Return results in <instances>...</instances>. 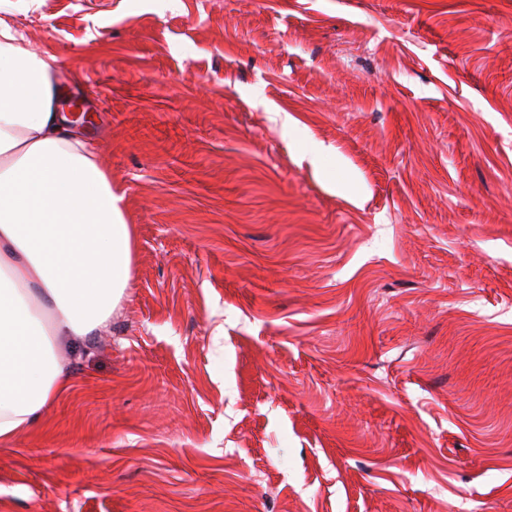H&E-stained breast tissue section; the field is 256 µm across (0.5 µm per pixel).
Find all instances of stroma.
<instances>
[{"label": "stroma", "mask_w": 512, "mask_h": 512, "mask_svg": "<svg viewBox=\"0 0 512 512\" xmlns=\"http://www.w3.org/2000/svg\"><path fill=\"white\" fill-rule=\"evenodd\" d=\"M136 229L0 512H512V0H0Z\"/></svg>", "instance_id": "35a3bbf8"}]
</instances>
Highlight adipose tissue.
Wrapping results in <instances>:
<instances>
[{
  "label": "adipose tissue",
  "mask_w": 512,
  "mask_h": 512,
  "mask_svg": "<svg viewBox=\"0 0 512 512\" xmlns=\"http://www.w3.org/2000/svg\"><path fill=\"white\" fill-rule=\"evenodd\" d=\"M0 18V446L72 385L63 341L97 336L124 298L135 230L97 146L61 111L55 56Z\"/></svg>",
  "instance_id": "1"
}]
</instances>
